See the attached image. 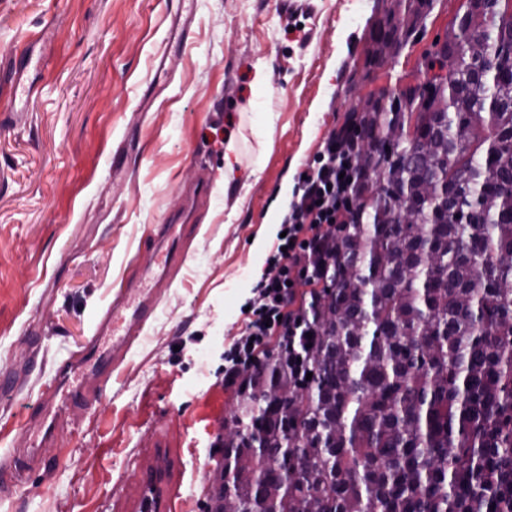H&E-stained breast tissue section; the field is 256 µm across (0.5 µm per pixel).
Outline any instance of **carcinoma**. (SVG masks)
<instances>
[{"label":"carcinoma","instance_id":"cac0c4a2","mask_svg":"<svg viewBox=\"0 0 512 512\" xmlns=\"http://www.w3.org/2000/svg\"><path fill=\"white\" fill-rule=\"evenodd\" d=\"M433 0H396L368 65L416 33ZM477 0L448 32L447 75L350 111L376 180H357L309 305L312 388L272 402L288 353L264 355L224 438V512H512V21ZM497 55L488 71L472 46Z\"/></svg>","mask_w":512,"mask_h":512}]
</instances>
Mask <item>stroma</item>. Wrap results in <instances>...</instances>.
Masks as SVG:
<instances>
[{"label": "stroma", "mask_w": 512, "mask_h": 512, "mask_svg": "<svg viewBox=\"0 0 512 512\" xmlns=\"http://www.w3.org/2000/svg\"><path fill=\"white\" fill-rule=\"evenodd\" d=\"M462 0H434L385 67L367 64L392 0H193L169 38L170 0H0V61L36 41L24 82L0 96V457L23 447L56 365L79 354L112 291L156 269L152 235L199 173L210 194L182 241L157 313L95 416L57 431L59 464L29 470L0 512H123L137 458L165 436L182 512H207L213 442L236 407L224 350L244 328L298 177L346 105L420 74ZM270 74L264 96L255 65ZM237 143L232 180L224 145Z\"/></svg>", "instance_id": "stroma-1"}]
</instances>
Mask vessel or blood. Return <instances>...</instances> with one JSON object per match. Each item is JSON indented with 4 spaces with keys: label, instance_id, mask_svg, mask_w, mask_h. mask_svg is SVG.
<instances>
[{
    "label": "vessel or blood",
    "instance_id": "1",
    "mask_svg": "<svg viewBox=\"0 0 512 512\" xmlns=\"http://www.w3.org/2000/svg\"><path fill=\"white\" fill-rule=\"evenodd\" d=\"M209 180L199 176L185 192V208L173 215L159 243L165 244V253L177 258L173 245L180 235L178 226L186 224L197 203L207 194ZM149 286L141 289L138 297H131L127 287L117 288L107 306L99 325L86 343L80 358H67L60 362L51 380L42 385L39 403L34 414L41 421L40 441L30 447L14 449L6 459L0 461V488L9 490L23 486L28 469L35 464H46L57 460L52 447L54 435L63 417L72 408L93 409L112 384V370L119 363L121 353L130 350L143 329L153 319L159 303L156 283L166 280L167 267L148 271ZM96 364L94 384L74 385L70 377L76 362ZM135 492L132 512H179L182 500L181 486L171 480L166 468L145 465L134 469Z\"/></svg>",
    "mask_w": 512,
    "mask_h": 512
}]
</instances>
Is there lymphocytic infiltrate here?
I'll return each instance as SVG.
<instances>
[{
    "instance_id": "f902f5d3",
    "label": "lymphocytic infiltrate",
    "mask_w": 512,
    "mask_h": 512,
    "mask_svg": "<svg viewBox=\"0 0 512 512\" xmlns=\"http://www.w3.org/2000/svg\"><path fill=\"white\" fill-rule=\"evenodd\" d=\"M355 140L347 128L332 130L314 165L299 182L296 201L281 224L285 235L267 260L254 287L252 316L242 338L224 352V377L232 379L238 365L256 362L268 336L296 339L312 332L302 311L290 310L293 282H326L330 226L347 223L356 179Z\"/></svg>"
}]
</instances>
